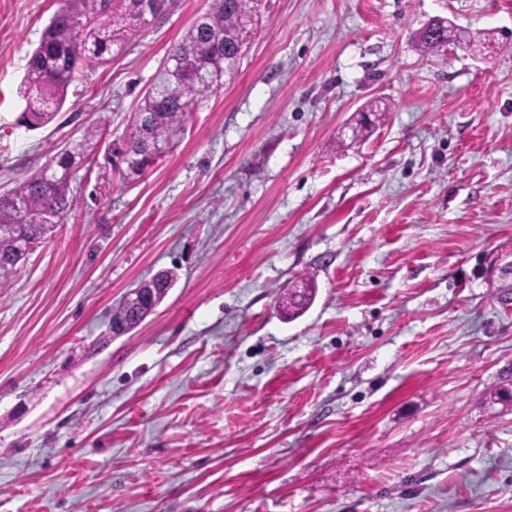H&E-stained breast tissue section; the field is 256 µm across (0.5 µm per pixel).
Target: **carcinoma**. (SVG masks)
Instances as JSON below:
<instances>
[{"label":"carcinoma","instance_id":"obj_1","mask_svg":"<svg viewBox=\"0 0 512 512\" xmlns=\"http://www.w3.org/2000/svg\"><path fill=\"white\" fill-rule=\"evenodd\" d=\"M261 0H213L211 8L199 16L180 41L172 45L164 62L192 58V69L182 78L161 66L151 85L139 99L135 114L149 116L146 136L167 144L172 151L185 133L192 112L205 103L224 83L222 62L225 53H243L246 48L225 40L241 19L255 18ZM143 0H65L46 26L40 42L27 57L19 94L26 101L20 119L30 130L51 123L63 107L69 87L78 80L80 69L103 67L135 46L139 31L126 26L142 11ZM376 119L361 118L352 128L355 139L364 138L381 120L379 107L368 108ZM137 125L128 136L127 162L117 171L124 183H132L162 157L150 158L140 140ZM104 136L99 126L88 127L81 140L58 150L43 166L11 189L0 193V227L25 220L21 232L39 244L56 225L63 224L74 205L71 185L73 171L87 161ZM17 239L0 232V263L15 253Z\"/></svg>","mask_w":512,"mask_h":512}]
</instances>
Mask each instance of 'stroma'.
<instances>
[{
  "mask_svg": "<svg viewBox=\"0 0 512 512\" xmlns=\"http://www.w3.org/2000/svg\"><path fill=\"white\" fill-rule=\"evenodd\" d=\"M210 4L176 0L30 131L18 87L61 0H0V192L89 125L127 138ZM438 18L493 39L424 50ZM73 184L0 290V512H512V409L485 401L512 384V0H262L172 154L124 186L99 153ZM153 279H150L144 283L139 284L136 288L130 289L123 294L120 302L125 305L129 310L137 311L139 306L145 302V300L149 299L151 296L155 298V294L162 295L161 301L165 299L168 295L171 287L164 285L163 288H151V282ZM149 287V288H145ZM120 303L112 310V315L110 318V322H127L131 320V316L128 313V310Z\"/></svg>",
  "mask_w": 512,
  "mask_h": 512,
  "instance_id": "obj_1",
  "label": "stroma"
}]
</instances>
